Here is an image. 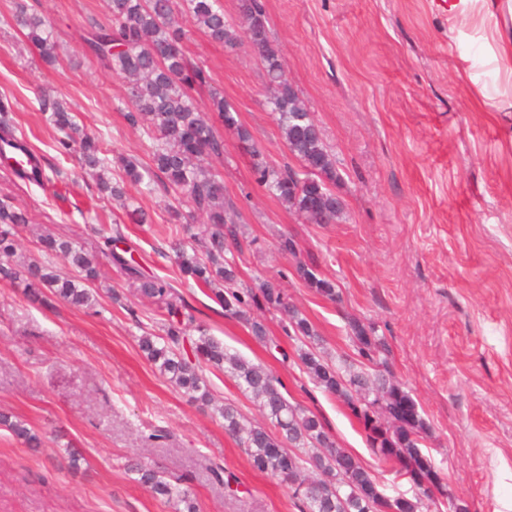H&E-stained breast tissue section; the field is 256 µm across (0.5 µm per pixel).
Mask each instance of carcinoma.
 Here are the masks:
<instances>
[{"mask_svg": "<svg viewBox=\"0 0 512 512\" xmlns=\"http://www.w3.org/2000/svg\"><path fill=\"white\" fill-rule=\"evenodd\" d=\"M181 5L183 13L210 41L248 42L266 69L272 88L271 111L278 116L285 146L299 167L272 166L254 147L258 184L307 223H336L343 212L331 188L338 177L336 161L298 92L288 94V80L270 43L260 0H241L236 21L224 16L220 0H181ZM109 9L108 23L89 22L86 50L127 81L132 108L125 119L132 126L145 127L152 140L153 166L144 167L134 158L122 157L120 167L125 177L142 186V192L152 193L159 182L186 198L193 211L204 218L200 232L178 238L171 245L180 272L197 286L211 289L224 315L243 323L264 344L271 338L265 325L251 316V308L288 310L289 327L303 345L298 359L306 373L350 410L374 454L381 462L395 466L396 477L407 480L415 488L414 495L388 494L373 473L336 444L316 414L284 396L282 382L266 366L229 353L221 341L201 328L198 338H187L184 323L172 320L179 306L173 302L171 284L146 275L138 261L113 251V263L125 272L132 286L142 296L164 304L171 317L163 324L164 335L146 332L139 337L141 351L182 394L203 405L209 402V390L202 365L230 373L239 390L258 404L271 427L248 423L235 406L226 405L221 410L224 432L238 441L256 470L301 491L302 512H432L439 499L450 498V493L432 458L420 448L430 427L411 394L378 370L387 367L386 344L376 336L374 327L352 320L349 336L356 358L328 361L317 351L319 336L313 326L288 307L281 288L264 282L256 292L242 285L233 263L225 259L231 248L238 247L237 235L228 226L224 183L206 169V164L224 154L220 128L234 130L245 143L251 136L215 90L211 92L214 115L207 117L198 111L193 91L210 84L211 75L184 54L182 31L172 20V0H109ZM12 20L25 31L43 62H57L53 31L43 17L18 2ZM39 109L48 114L50 124L60 134L57 147L61 153H80L82 164L90 169L105 166L98 140L83 133L75 113L46 98L39 101ZM10 111V99L1 97L0 112L5 116L0 122V141L17 139L6 116ZM26 223L22 212L0 200V272L22 278L26 287L33 289L34 297L45 288L70 305L91 304L92 295L79 280L97 278L95 259L71 241L46 237L40 245L44 254L62 257L76 273L74 277L36 260L18 269L7 266L16 254V228ZM296 273L322 297L340 301L336 284L317 266L299 260ZM0 424L28 445L40 444L39 435L27 426L6 416L0 418ZM311 468L320 472L321 478L310 483L305 472ZM132 469L154 496L173 504L176 512H198L182 480H169L142 464Z\"/></svg>", "mask_w": 512, "mask_h": 512, "instance_id": "carcinoma-1", "label": "carcinoma"}]
</instances>
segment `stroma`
<instances>
[{"mask_svg": "<svg viewBox=\"0 0 512 512\" xmlns=\"http://www.w3.org/2000/svg\"><path fill=\"white\" fill-rule=\"evenodd\" d=\"M0 0V94L13 124L59 172L38 186L0 168V200L27 212L18 257L38 255L43 231L95 255V302L75 307L52 294L33 298L23 281L0 275V413L42 439L32 448L0 426V512H175L127 468L137 460L185 479L200 512H300L302 500L256 471L224 431L217 408L236 405L254 422L259 408L224 372L205 368L212 405L190 401L147 361L141 332L158 333L161 310L141 298L110 258L113 225L147 274L169 278L183 322L203 328L230 352L264 364L291 402L318 413L331 437L384 484L410 492L368 447L335 397L304 373L284 312L253 315L278 347L259 343L226 317L209 290L185 281L172 239L201 218L185 200L125 183V204L101 196L76 156L59 155L58 134L39 110L47 94L96 136L119 178L118 157L151 163V141L128 125L121 78L83 51L90 20L107 22V0H25L51 25L59 61L45 65ZM269 39L288 81L305 101L336 160V224H309L256 182L251 147L269 164L291 162L269 111L264 66L248 44L210 42L183 21L182 48L211 73L196 89L202 112L218 91L251 136L224 132V155L210 170L238 232L244 285L277 282L315 327L325 356L353 355L348 324L372 323L389 350V371L430 426L423 443L448 490L468 512H512V85L492 53L488 24L448 15V0H262ZM179 209L182 224L170 221ZM147 215L137 223L135 210ZM292 234L298 258L281 255ZM317 265L340 292L334 303L308 288L296 260ZM161 429L164 440L148 435ZM79 452L71 470V452ZM224 466L236 492L215 481Z\"/></svg>", "mask_w": 512, "mask_h": 512, "instance_id": "obj_1", "label": "stroma"}]
</instances>
